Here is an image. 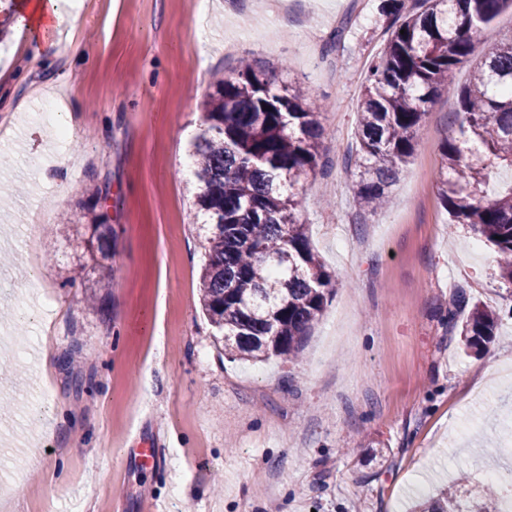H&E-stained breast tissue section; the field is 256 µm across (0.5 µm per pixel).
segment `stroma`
<instances>
[{
  "mask_svg": "<svg viewBox=\"0 0 512 512\" xmlns=\"http://www.w3.org/2000/svg\"><path fill=\"white\" fill-rule=\"evenodd\" d=\"M85 0L48 67L0 46L27 83L0 90V512H407L452 476L512 471V301L495 253L441 207L440 146L454 129L455 85L430 106L387 206L353 203L357 106L386 42L382 0ZM341 44L328 48L337 27ZM91 59H84L83 50ZM249 58L307 88L324 129L323 170L298 189L311 245L336 280L293 364L221 356L199 308L203 237L195 178L181 158L216 79ZM70 115L46 144L43 104ZM111 178L116 234L107 269L88 265L76 217ZM38 218L53 253L23 243ZM109 286L95 291L100 277ZM493 308L479 356L452 338L457 291ZM98 293L102 310L85 299ZM71 354L41 374L42 341ZM488 371L490 385L474 386ZM159 434L161 457L136 450Z\"/></svg>",
  "mask_w": 512,
  "mask_h": 512,
  "instance_id": "1",
  "label": "stroma"
}]
</instances>
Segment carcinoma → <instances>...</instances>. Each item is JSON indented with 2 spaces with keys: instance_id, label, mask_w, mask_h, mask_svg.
<instances>
[{
  "instance_id": "obj_1",
  "label": "carcinoma",
  "mask_w": 512,
  "mask_h": 512,
  "mask_svg": "<svg viewBox=\"0 0 512 512\" xmlns=\"http://www.w3.org/2000/svg\"><path fill=\"white\" fill-rule=\"evenodd\" d=\"M512 0H387L391 18L385 50L367 71L358 105V160L350 172L353 202L376 211L412 157L430 104L478 52L482 30ZM300 88L280 86L272 72L244 62L220 78L191 141L204 217L208 259L200 276V303L224 354L244 361L298 360L306 338L333 297L335 279L313 252L301 220L296 186L316 175L323 127ZM272 110H267V107ZM457 130L442 143L436 187L456 224H467L495 248L499 276L511 284L512 185L492 193L489 182L512 171V36L483 52L458 90ZM114 245L112 225L92 224L85 250L101 267ZM461 326L464 349L481 350L497 316L470 304ZM473 484L466 475L415 512H501L498 482Z\"/></svg>"
}]
</instances>
